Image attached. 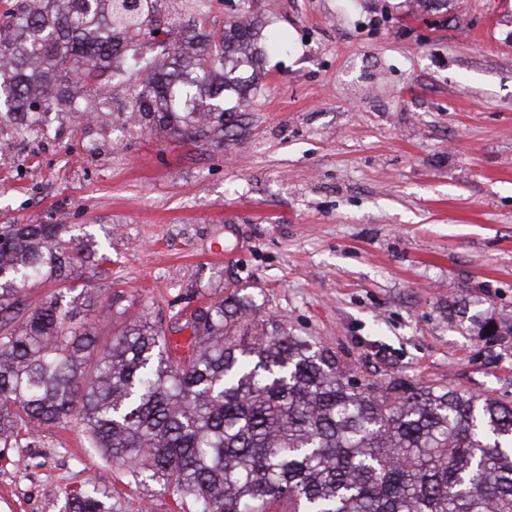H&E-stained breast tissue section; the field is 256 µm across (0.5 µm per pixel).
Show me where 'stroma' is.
Returning a JSON list of instances; mask_svg holds the SVG:
<instances>
[{
  "label": "stroma",
  "instance_id": "35a3bbf8",
  "mask_svg": "<svg viewBox=\"0 0 512 512\" xmlns=\"http://www.w3.org/2000/svg\"><path fill=\"white\" fill-rule=\"evenodd\" d=\"M242 13L284 46L237 136L54 121L0 158V225L58 220L107 256L24 303L83 308L104 345L237 293L362 378L512 401V0H206L211 27ZM91 479L112 512L190 510L71 424L0 448V512H62Z\"/></svg>",
  "mask_w": 512,
  "mask_h": 512
}]
</instances>
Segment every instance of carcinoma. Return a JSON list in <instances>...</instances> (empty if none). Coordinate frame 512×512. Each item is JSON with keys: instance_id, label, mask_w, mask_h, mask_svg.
Returning a JSON list of instances; mask_svg holds the SVG:
<instances>
[{"instance_id": "obj_1", "label": "carcinoma", "mask_w": 512, "mask_h": 512, "mask_svg": "<svg viewBox=\"0 0 512 512\" xmlns=\"http://www.w3.org/2000/svg\"><path fill=\"white\" fill-rule=\"evenodd\" d=\"M205 0H20L0 28V140L92 113L94 132L191 145L233 123L224 93L263 55L256 19L203 26ZM63 224L0 226V447L82 425L144 488L195 512H512V403L361 380L336 352L257 316L245 296L174 315L183 353L143 317L99 348L34 278L69 279L90 245ZM88 485L69 512H111Z\"/></svg>"}]
</instances>
